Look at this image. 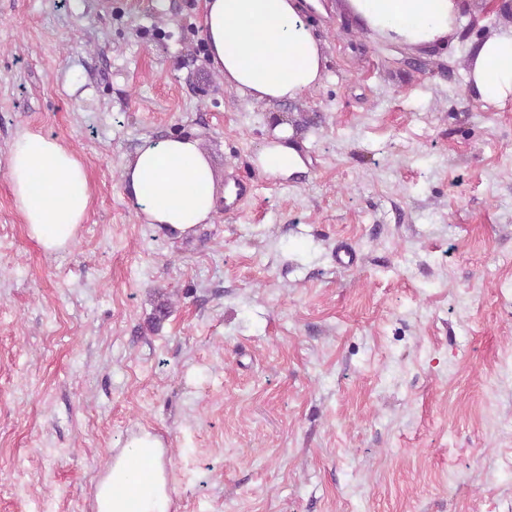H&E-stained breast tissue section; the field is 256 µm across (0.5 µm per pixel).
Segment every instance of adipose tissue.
<instances>
[{"label":"adipose tissue","instance_id":"adipose-tissue-1","mask_svg":"<svg viewBox=\"0 0 512 512\" xmlns=\"http://www.w3.org/2000/svg\"><path fill=\"white\" fill-rule=\"evenodd\" d=\"M313 0H205L202 36L212 68L225 87L256 101L296 100L321 85L326 56L306 19ZM359 24L390 41L432 49L455 33L461 0H342ZM467 82L485 102L512 103V23L500 25L477 44ZM293 129L277 127V143L266 148L262 165L284 177L305 171L292 142ZM11 192L31 238L49 253L65 250L86 218V172L56 139L26 133L8 157ZM123 181L147 223L180 239L207 223L215 209L213 169L197 139L167 137L140 146L123 167ZM163 443L145 433L131 439L108 465L95 490L96 512H170L168 478L159 461ZM156 462L137 479L126 459Z\"/></svg>","mask_w":512,"mask_h":512}]
</instances>
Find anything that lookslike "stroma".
Returning <instances> with one entry per match:
<instances>
[{
    "label": "stroma",
    "mask_w": 512,
    "mask_h": 512,
    "mask_svg": "<svg viewBox=\"0 0 512 512\" xmlns=\"http://www.w3.org/2000/svg\"><path fill=\"white\" fill-rule=\"evenodd\" d=\"M320 2L325 79L265 104L211 69L204 0H0V512H94L141 432L172 512H512V106L466 85L502 15L464 0L427 52ZM281 118L289 179L257 164ZM25 132L87 174L58 254L9 188ZM182 134L216 194L257 188L173 240L122 172Z\"/></svg>",
    "instance_id": "stroma-1"
}]
</instances>
